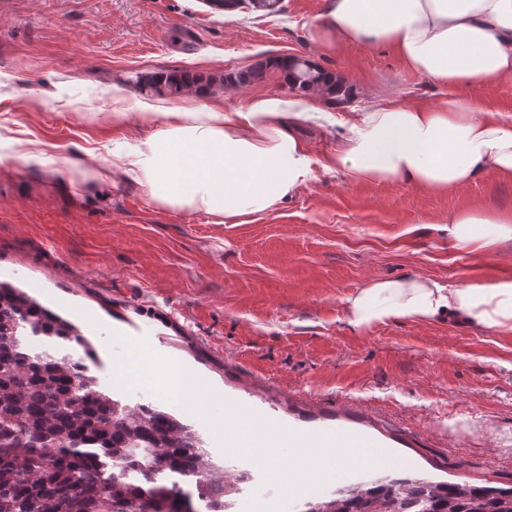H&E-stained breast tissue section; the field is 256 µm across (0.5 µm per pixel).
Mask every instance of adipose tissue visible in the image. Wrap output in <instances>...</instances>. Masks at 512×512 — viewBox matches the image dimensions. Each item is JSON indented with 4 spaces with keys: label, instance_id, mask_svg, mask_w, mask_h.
<instances>
[{
    "label": "adipose tissue",
    "instance_id": "1",
    "mask_svg": "<svg viewBox=\"0 0 512 512\" xmlns=\"http://www.w3.org/2000/svg\"><path fill=\"white\" fill-rule=\"evenodd\" d=\"M313 38L394 48L411 70L448 94L419 104L383 103L342 125L345 146L327 169L356 183L405 182L438 192L512 176V119L478 111L468 91L512 74V0H330ZM321 94L249 99L238 112L193 103L139 104L146 139L112 151L113 170L164 206L234 221L265 213L309 182L313 158L296 128ZM448 244L486 255L512 244V210L468 207L448 218ZM352 326L453 318L512 331V277L445 286L429 278L370 280L347 300Z\"/></svg>",
    "mask_w": 512,
    "mask_h": 512
}]
</instances>
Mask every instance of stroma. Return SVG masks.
I'll list each match as a JSON object with an SVG mask.
<instances>
[{"instance_id": "stroma-1", "label": "stroma", "mask_w": 512, "mask_h": 512, "mask_svg": "<svg viewBox=\"0 0 512 512\" xmlns=\"http://www.w3.org/2000/svg\"><path fill=\"white\" fill-rule=\"evenodd\" d=\"M328 0H282L279 13L217 12L205 0H0V279L77 325L97 346L93 372L118 390L112 334L137 321L160 354L197 369L214 392L271 409L284 426L346 427L409 457L412 475L512 487V331L456 320L350 325L346 300L366 281L420 275L443 284L512 277V246L484 256L448 245L451 213L512 210V177L459 191L353 183L316 168L306 186L231 223L153 202L103 175L113 147L144 138L130 78L166 69L226 73L300 56L341 75L336 119L385 103H427L443 90L388 47L312 40ZM289 97L275 76L200 96L239 111L247 98ZM123 107L127 126L104 115ZM43 151L44 163L25 160ZM214 460L254 474L232 512L277 500L261 466L225 453L196 415Z\"/></svg>"}]
</instances>
